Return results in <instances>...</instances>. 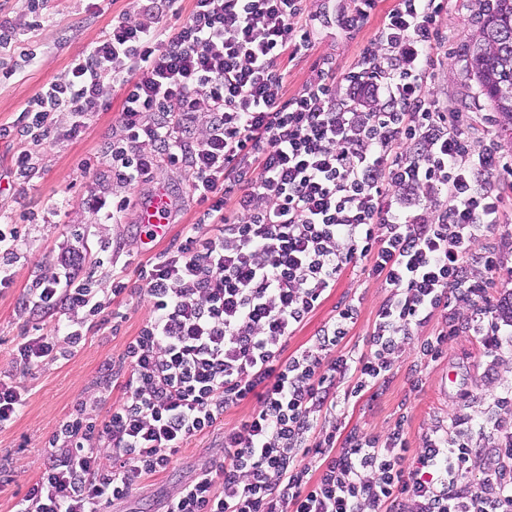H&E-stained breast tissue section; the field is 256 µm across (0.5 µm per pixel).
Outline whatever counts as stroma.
<instances>
[{
  "instance_id": "1",
  "label": "stroma",
  "mask_w": 512,
  "mask_h": 512,
  "mask_svg": "<svg viewBox=\"0 0 512 512\" xmlns=\"http://www.w3.org/2000/svg\"><path fill=\"white\" fill-rule=\"evenodd\" d=\"M137 10V0H50L42 29L32 32L28 29L30 0H0V17L14 24L33 51L32 57L16 55L7 61L15 74L0 82V124L13 121L43 84L59 77L73 57L92 48L113 18L133 16ZM483 14L482 0H453L447 19V57L435 71V86L449 105L474 113L473 141L496 139L502 154L512 160V139L501 134L497 122L489 120L490 108L465 52ZM374 32L370 25L356 37L347 38L334 30H324L312 56L300 60L292 70L289 92L301 88L316 57L331 56L337 68L343 70L354 65ZM104 97L110 104L108 111L95 114L81 138L71 140L59 135V128L68 123L67 114L61 113L57 116V132L45 140L0 141V214L8 215L22 229V242L12 265L14 286L0 293V372L15 373L27 391L22 413L0 429V512H12L18 493L38 475L45 444L59 421L77 401L93 398L102 363L118 358L126 342L136 335L146 315L135 273L137 264L166 248L183 225L194 223L200 212L189 194L183 171L159 168L152 181L134 193L124 184L104 181L98 168H86V160L93 158L111 136L121 108V94L112 85H105ZM24 150L35 157L39 173L25 189L17 190L8 187L6 174L13 155ZM99 190L131 196L123 223L104 222L82 205L83 195ZM161 192L173 195L180 211L165 237L152 240L139 231L138 217L143 197ZM116 239L122 240L123 246L113 251L112 267L97 269L95 277L98 288L106 292L112 285L113 268L124 269L127 290L107 310L106 324L88 336L73 357L25 373L14 372V349L26 337L35 335L39 327L38 322L18 310V301L31 282L55 272L56 258L63 247L81 242L86 260L92 264L101 246ZM352 297L362 300L361 317L347 338V346L367 350L372 319L384 290L380 283L352 272L341 276L331 295L289 338V350L309 341L333 315L337 303ZM412 360L411 353H403L381 395L364 396L347 407L345 425L379 434L394 425L400 405H408L406 432L415 449L423 433L447 419L452 409L468 404L475 411H486L487 390L512 387V356L489 365L481 343L471 336L449 342L439 360L422 365L423 387L416 393L410 390ZM223 454L219 436L190 440L166 472L140 484L127 503L110 507L107 512H161L166 495L221 460Z\"/></svg>"
}]
</instances>
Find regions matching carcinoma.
<instances>
[{
    "mask_svg": "<svg viewBox=\"0 0 512 512\" xmlns=\"http://www.w3.org/2000/svg\"><path fill=\"white\" fill-rule=\"evenodd\" d=\"M468 60L499 125L512 131V0H493L469 43Z\"/></svg>",
    "mask_w": 512,
    "mask_h": 512,
    "instance_id": "1",
    "label": "carcinoma"
}]
</instances>
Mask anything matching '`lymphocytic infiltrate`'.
Masks as SVG:
<instances>
[{
	"mask_svg": "<svg viewBox=\"0 0 512 512\" xmlns=\"http://www.w3.org/2000/svg\"><path fill=\"white\" fill-rule=\"evenodd\" d=\"M170 0H140L71 59L0 139L49 135L58 113L77 139L122 92L100 157L138 189L162 165L189 176L201 205L165 249L138 264L147 314L103 363L105 419L77 402L47 442L15 512H102L168 469L189 440L223 429L224 458L170 494L165 512H512V425L454 410L410 451L407 413L382 435L342 429V413L388 384L406 347L417 362L476 337L491 360L512 351V296L500 291L495 238L512 236L496 186L503 157L471 144L473 115L435 88L451 0H194L175 28ZM378 20L357 63L321 57L300 90L288 69L317 24L356 36ZM34 280L22 311L50 332L13 353L17 370L69 359L127 288L100 292L82 248ZM385 296L368 352L347 350L360 316L344 301L312 342L288 339L346 271ZM428 336H421L422 328ZM252 400L250 417L224 414Z\"/></svg>",
	"mask_w": 512,
	"mask_h": 512,
	"instance_id": "f902f5d3",
	"label": "lymphocytic infiltrate"
}]
</instances>
